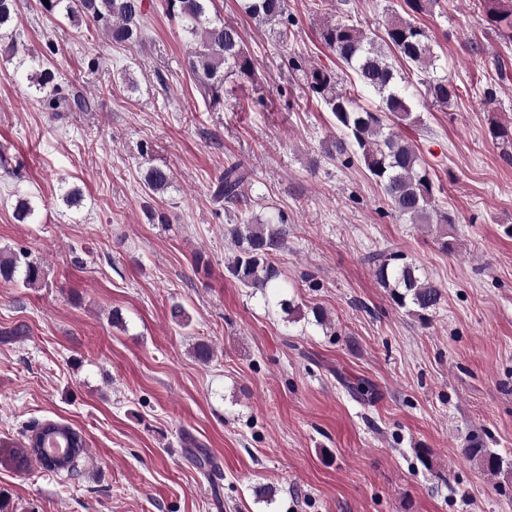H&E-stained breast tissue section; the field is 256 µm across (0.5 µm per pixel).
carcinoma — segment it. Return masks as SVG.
Instances as JSON below:
<instances>
[{"label":"carcinoma","instance_id":"1","mask_svg":"<svg viewBox=\"0 0 512 512\" xmlns=\"http://www.w3.org/2000/svg\"><path fill=\"white\" fill-rule=\"evenodd\" d=\"M241 2L246 13L264 25L276 26L279 39L288 40L291 21L286 0ZM212 3L213 0H167V11L180 23L188 47V70L200 90L218 104L224 75L234 73L251 79L254 65L244 51L238 29L218 16H209ZM144 4L145 0H47L42 8L50 16L61 12L76 25H92L102 30L111 43L123 45L141 37ZM16 11V0H0V31L13 28ZM488 16L499 36L512 40V0H491ZM321 39L355 71L361 89L379 95L383 104L381 111H369L357 103L355 96L335 89L330 74L321 69L305 73L309 92L324 103L340 130L330 155L346 165L361 164L381 186L394 215L413 224L455 223L452 215L435 208L436 184L432 176L413 146L394 131L396 126L415 123L414 102L406 93L408 79L397 72L387 51L395 52L406 64L430 67L434 55L429 35L397 20L388 25L383 43L379 44L347 18L326 26ZM29 82L32 97L48 111L82 112L90 107L85 97L63 93L54 72L40 63ZM427 90L432 100L441 105L449 104L459 95L458 85L443 77L433 79ZM247 179L248 172L241 164L224 168L214 197L226 204L239 203ZM171 183V173L159 167L148 168L143 179L148 195L163 194ZM15 217L21 224L35 223V208L29 200L17 201ZM225 234L233 242L227 272L243 286L263 294L278 288L280 272L272 258L284 247L283 225L271 220H248L225 228ZM367 262L398 307L410 306L426 320L442 303L441 289L399 252L388 248L376 250L367 256ZM0 279L19 280L23 286L33 288L44 280V270L25 250L1 253ZM23 437L25 453L48 471L73 473L87 451L83 432L65 423L38 421L23 432ZM463 454L489 475L496 476L504 468L503 458L478 439L471 441Z\"/></svg>","mask_w":512,"mask_h":512}]
</instances>
